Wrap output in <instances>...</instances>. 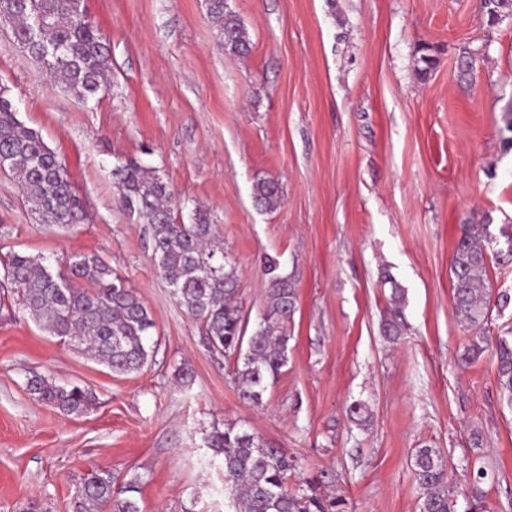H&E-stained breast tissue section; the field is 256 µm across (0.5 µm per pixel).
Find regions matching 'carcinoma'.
<instances>
[{
    "label": "carcinoma",
    "instance_id": "carcinoma-1",
    "mask_svg": "<svg viewBox=\"0 0 512 512\" xmlns=\"http://www.w3.org/2000/svg\"><path fill=\"white\" fill-rule=\"evenodd\" d=\"M487 23L494 25L512 13V0H482ZM208 13L223 38L224 50L244 56L251 49L241 20L227 10L225 0H208ZM0 25L11 29L14 43L47 63L64 91L88 100L95 96L112 70L110 49L99 30L88 21L82 0H0ZM0 172L14 176L31 211L41 224L62 228L86 220L82 201L71 190L65 165L41 136L17 118L11 101L0 90ZM112 178L124 206L143 216L151 226L152 254L157 272L178 306L198 321L210 350L234 358V383L242 399L262 402L263 393L288 363V319L296 308L291 278L280 262H264L266 307L253 332L243 315L239 276L224 256L223 242L209 213L197 207L191 222L174 217L172 194L158 171L129 159L115 166ZM266 211L281 203L279 184L263 179L254 191ZM491 218L462 224L451 269L453 305L460 322L472 333L463 354L475 361L489 346L486 326L493 310L512 303L505 290L492 291L486 276L488 261L512 262V247L492 249ZM4 279L15 288L17 310L72 347L90 354L115 374L136 373L147 363L155 328L148 307L134 289L99 256H72L56 270L43 258L10 251L0 260ZM391 283L390 310L382 334L395 341L405 334L404 289ZM497 378L502 401L512 406V340L498 337L495 346ZM34 399L68 415H79L94 404L91 391L78 385L56 384L40 376L28 381ZM212 458L224 466V490L232 512H334L312 488L292 489L288 471L293 464L281 448L262 437L233 426L218 427L206 437ZM414 480L421 491L420 512H457V501L438 451L419 448L414 457ZM134 486L115 487L112 471L91 474L76 489L71 512H140L132 496Z\"/></svg>",
    "mask_w": 512,
    "mask_h": 512
}]
</instances>
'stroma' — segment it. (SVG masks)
I'll use <instances>...</instances> for the list:
<instances>
[{
	"instance_id": "obj_1",
	"label": "stroma",
	"mask_w": 512,
	"mask_h": 512,
	"mask_svg": "<svg viewBox=\"0 0 512 512\" xmlns=\"http://www.w3.org/2000/svg\"><path fill=\"white\" fill-rule=\"evenodd\" d=\"M84 6L112 54L108 83L86 101L0 31V88L65 163L88 214L67 229L37 223L0 173V256L55 268L98 255L150 310L156 347L140 372L116 375L29 315L0 313V512L31 501L70 512L97 470L135 482L141 512H228L204 443L216 426L284 449L289 483L342 512H419L424 446L440 451L458 512L476 467L488 472L480 512H512V407L490 353L462 360L470 335L450 269L465 218L490 214L495 234L512 226V18L487 26L481 0H227L250 33L239 57L206 0ZM425 44L437 64L423 78ZM466 47L478 56L465 77ZM129 158L159 171L177 221L210 212L250 322L264 308L263 257L292 277L289 360L262 404L242 402L229 362L158 275L147 224L119 203L112 168ZM263 178L280 185L276 210L254 202ZM388 275L409 325L395 342L380 332ZM36 375L97 403L76 416L36 401ZM356 401L358 422L347 416Z\"/></svg>"
}]
</instances>
